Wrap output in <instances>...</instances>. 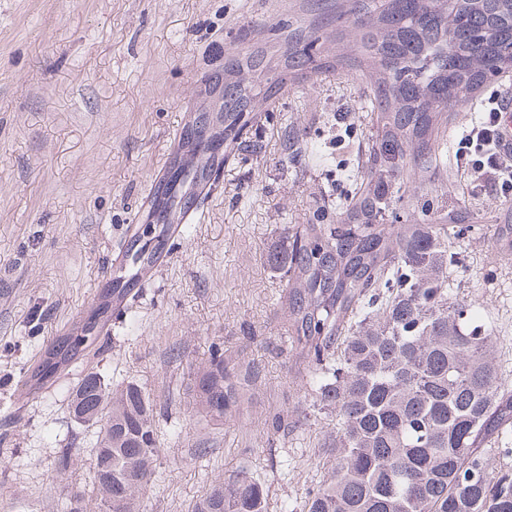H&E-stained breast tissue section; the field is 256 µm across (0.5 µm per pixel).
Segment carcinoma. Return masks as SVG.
Listing matches in <instances>:
<instances>
[{
	"label": "carcinoma",
	"mask_w": 512,
	"mask_h": 512,
	"mask_svg": "<svg viewBox=\"0 0 512 512\" xmlns=\"http://www.w3.org/2000/svg\"><path fill=\"white\" fill-rule=\"evenodd\" d=\"M336 24L331 56L323 28ZM288 73H271L264 52L224 60V160L236 156L257 104L286 80L355 62L375 133L364 139L348 198L323 202L334 224H294L288 248L267 254L285 279L284 328L308 367L312 411L275 407L278 435L315 414L335 420L323 448L334 465L306 491L303 512H512V472L492 457L512 434V386L503 378L492 326L476 303L448 290L460 264L448 245L470 231L439 205L457 183L448 168L453 110L512 72V0H355L320 25L283 23ZM142 224L133 235L137 272L161 240ZM94 324L61 341L32 372L40 385L80 357ZM241 358L213 354L194 371L197 413L239 417L249 400ZM96 429L93 496L104 512H136L156 469V405L133 383L88 371L66 388ZM194 512H268V490L250 473L209 485Z\"/></svg>",
	"instance_id": "cac0c4a2"
}]
</instances>
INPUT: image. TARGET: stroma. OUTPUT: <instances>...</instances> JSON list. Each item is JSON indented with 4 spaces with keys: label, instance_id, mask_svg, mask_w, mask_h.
<instances>
[{
    "label": "stroma",
    "instance_id": "obj_1",
    "mask_svg": "<svg viewBox=\"0 0 512 512\" xmlns=\"http://www.w3.org/2000/svg\"><path fill=\"white\" fill-rule=\"evenodd\" d=\"M351 0H0V512H66L89 491L96 437L71 421L62 383L93 370L134 382L155 401L157 474L139 512H192L214 480L247 470L269 490L268 512L299 505L324 472L314 447L333 427L268 442L273 407L300 399L303 369L282 328L284 280L265 261L288 245L287 226L314 219L336 190V162L355 150L327 120L361 111L365 79L326 71L301 78L262 105L235 160L205 199V218L149 270L133 302L103 329L63 382L27 381L55 341L90 319L104 276L154 172L175 154L193 116L215 114L211 95L224 60L263 47L288 18L305 22ZM308 153L289 159L292 126ZM466 206L474 230L460 241L464 267L450 276L498 336L512 383V203L493 189L441 195ZM242 351L251 397L239 418L213 425L194 411L195 364ZM77 465L60 470L64 453Z\"/></svg>",
    "mask_w": 512,
    "mask_h": 512
}]
</instances>
